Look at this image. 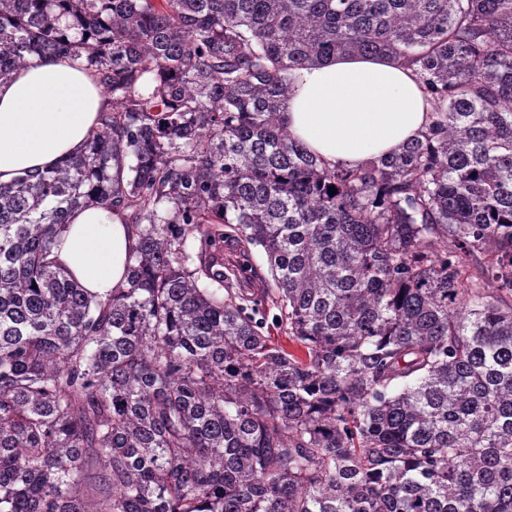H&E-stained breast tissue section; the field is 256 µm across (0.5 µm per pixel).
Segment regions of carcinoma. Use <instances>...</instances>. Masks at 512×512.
I'll return each mask as SVG.
<instances>
[{
  "label": "carcinoma",
  "mask_w": 512,
  "mask_h": 512,
  "mask_svg": "<svg viewBox=\"0 0 512 512\" xmlns=\"http://www.w3.org/2000/svg\"><path fill=\"white\" fill-rule=\"evenodd\" d=\"M376 55L426 131L331 165L293 73ZM33 56L109 107L0 184V512H512V0H0ZM88 206L139 237L104 300L52 258Z\"/></svg>",
  "instance_id": "carcinoma-1"
}]
</instances>
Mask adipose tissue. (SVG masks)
Listing matches in <instances>:
<instances>
[{
	"mask_svg": "<svg viewBox=\"0 0 512 512\" xmlns=\"http://www.w3.org/2000/svg\"><path fill=\"white\" fill-rule=\"evenodd\" d=\"M108 100L67 59L33 61L0 81V184L84 152ZM426 109L415 75L383 56L336 57L297 71L283 114L289 132L332 164L355 166L417 138ZM134 228L101 206L74 210L53 255L99 299L126 286Z\"/></svg>",
	"mask_w": 512,
	"mask_h": 512,
	"instance_id": "adipose-tissue-1",
	"label": "adipose tissue"
}]
</instances>
